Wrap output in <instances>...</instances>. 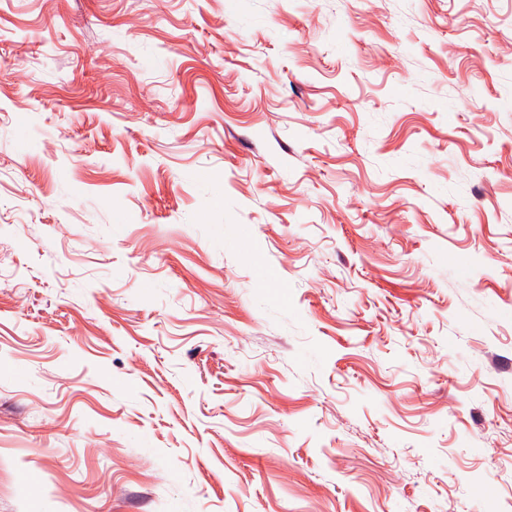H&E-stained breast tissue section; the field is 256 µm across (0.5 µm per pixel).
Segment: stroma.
Masks as SVG:
<instances>
[{"label":"stroma","mask_w":512,"mask_h":512,"mask_svg":"<svg viewBox=\"0 0 512 512\" xmlns=\"http://www.w3.org/2000/svg\"><path fill=\"white\" fill-rule=\"evenodd\" d=\"M0 512H512V0H0Z\"/></svg>","instance_id":"obj_1"}]
</instances>
